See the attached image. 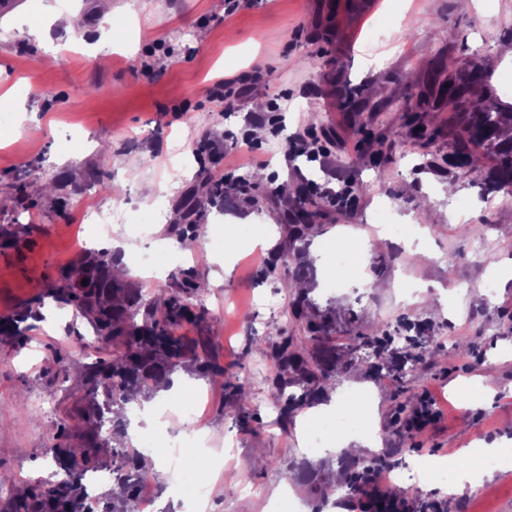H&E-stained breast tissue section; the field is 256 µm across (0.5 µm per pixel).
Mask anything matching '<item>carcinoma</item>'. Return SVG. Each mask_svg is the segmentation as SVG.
Instances as JSON below:
<instances>
[{
    "mask_svg": "<svg viewBox=\"0 0 512 512\" xmlns=\"http://www.w3.org/2000/svg\"><path fill=\"white\" fill-rule=\"evenodd\" d=\"M436 75L441 77L439 90L446 96L451 112L448 139L454 152L448 155V164L471 170L477 161L474 151L482 148L497 159L487 190L497 192L512 187V137L501 138L502 129L512 127V112L486 108L482 96L474 92L485 80L483 63L471 60L459 65L454 60L441 61ZM87 179L108 193H121L101 169H91ZM200 182L213 201L232 192L246 194L253 188L246 174L231 183L214 182L207 175L200 177ZM323 201L324 196L316 191L307 198H294L287 224L289 243L301 247L313 236L318 228L314 221L325 215ZM198 209L199 201L192 192L182 203L179 223L172 228L178 240L199 236ZM116 258V253L107 250L84 254L77 266L62 269L56 283L45 293L30 299L15 316L0 320V341L21 347L30 330L25 322L33 317L34 306L42 305L49 297L74 307L95 331L92 353L86 354L91 362L84 365L81 375L83 405L64 410L57 422V428L64 432L69 421H75L80 447L58 444L50 449L66 478L57 484L29 487L15 497L13 512H135L139 480L151 477V473L144 466V453L126 441L124 404L140 393L155 392L170 382L177 370L187 366L212 381L224 378V366L202 356L205 342H191L177 334L184 323L202 324L209 318L208 309L198 301L201 284L190 272L180 271L172 275L165 298L157 299L131 281L115 277L112 264ZM289 309L304 341L312 344L314 351L304 352L293 336H286L265 350L276 367L269 387L285 431L292 414L313 404L322 392V383L336 372V349L329 344L333 319L302 293L294 295ZM395 340L379 326L356 334L357 347L374 359L367 367L369 373L378 374L386 367L402 372L430 348L426 337L406 336L405 351L401 353ZM296 388L301 393L294 392ZM102 448L110 449L112 483L121 486L122 495L109 492L93 499L84 480L86 473L99 468L98 453ZM397 465L394 455L382 454L362 467L351 468L344 482H323L316 491L324 499L343 488L350 498L363 489V473Z\"/></svg>",
    "mask_w": 512,
    "mask_h": 512,
    "instance_id": "obj_1",
    "label": "carcinoma"
}]
</instances>
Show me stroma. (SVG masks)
Here are the masks:
<instances>
[{
    "label": "stroma",
    "instance_id": "stroma-1",
    "mask_svg": "<svg viewBox=\"0 0 512 512\" xmlns=\"http://www.w3.org/2000/svg\"><path fill=\"white\" fill-rule=\"evenodd\" d=\"M55 7L45 15L43 2ZM27 0L0 15V111L12 113V127L0 129V225H24L18 247L0 251V318L19 312L52 285L80 253L77 237L94 227L76 208L87 169L99 167L121 189L97 191L93 208L124 213L112 237L124 245L123 258L143 251L130 224L154 209L153 236L170 237L177 203L195 188L202 162L200 143L223 142L226 164L237 173H262L255 202L235 195L206 204L197 249L178 257L207 284L201 297L212 319L185 326L186 336L205 337L209 354L224 367L223 382L186 374L178 399L170 403L163 439L177 441L191 424L205 430L225 473L214 476L207 512H270L285 499L296 512H311L318 495L309 481L296 480L279 492L283 472L299 469L310 453L299 410L281 424L270 409L272 361L262 348L298 335L283 309L291 299L288 282L296 262L309 264V297L336 321V355L354 358V369L326 382L328 392L369 389L375 413L351 409V424H371L379 447L399 449L400 464L452 462L443 452L483 439L512 457V278L492 272L512 263V198L483 194L494 156L480 154V168L465 171L446 163L448 106L433 84L438 59L497 57L488 73L487 101L512 110V0H267L225 15L224 0ZM83 18L68 29L69 13ZM427 24L413 33L415 21ZM385 23L383 41L369 43L372 26ZM60 50L57 65L43 66L46 51ZM232 82L241 96L233 107L216 98L218 80ZM420 94L426 137L410 144L403 135L402 105ZM282 97L286 126L271 136L254 126L244 144L239 131L247 110ZM376 104L377 112L354 113L355 103ZM317 135L325 162L301 150ZM316 182L356 194L345 211L328 209L319 229L297 259L280 263L274 277L253 264L254 254L271 259L286 244L287 206L278 189ZM25 185L14 197L12 185ZM278 228L272 242H260L264 225ZM348 232L350 246L371 240L354 260L363 285L336 288L344 278L329 242ZM224 238L223 254L209 241ZM488 248L478 253V239ZM420 241L428 254L398 253V241ZM422 284L446 292L454 314L430 316L424 297H408ZM54 302L30 330L19 350L0 344V475L11 478L0 490V512L30 482L56 483L60 469L47 455L56 445L54 424L62 408L81 404L80 372L85 362L59 328ZM430 321L433 343L405 378L382 371L374 380L363 371L367 355L355 348L356 332L390 326L412 336ZM496 376L484 380L488 363ZM247 394L235 402L228 384ZM417 402H429L439 419L424 433L390 434L399 417L400 386ZM253 416L241 428L240 410ZM274 460L261 469L258 459ZM482 490L454 497L460 512H512V480L486 472Z\"/></svg>",
    "mask_w": 512,
    "mask_h": 512
}]
</instances>
